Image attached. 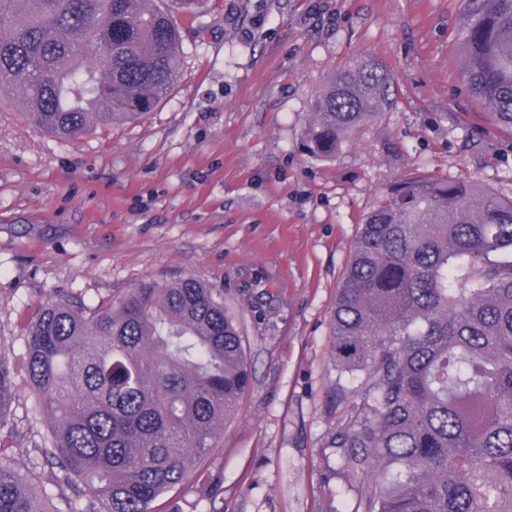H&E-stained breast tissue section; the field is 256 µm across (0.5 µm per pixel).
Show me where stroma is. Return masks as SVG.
<instances>
[{
  "label": "stroma",
  "instance_id": "1",
  "mask_svg": "<svg viewBox=\"0 0 512 512\" xmlns=\"http://www.w3.org/2000/svg\"><path fill=\"white\" fill-rule=\"evenodd\" d=\"M182 29L181 77L155 112L62 143L0 95V337L21 355L55 294L117 302L145 281L223 288L252 383L206 467L223 492L169 493L170 512H357L326 442L337 425L332 322L361 218L415 175L512 197V136L473 101L457 63L464 0H203ZM388 71L398 103L311 157L316 90L351 58ZM10 454L28 463L26 386Z\"/></svg>",
  "mask_w": 512,
  "mask_h": 512
}]
</instances>
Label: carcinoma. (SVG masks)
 Segmentation results:
<instances>
[{"mask_svg":"<svg viewBox=\"0 0 512 512\" xmlns=\"http://www.w3.org/2000/svg\"><path fill=\"white\" fill-rule=\"evenodd\" d=\"M460 69L512 135V0H467ZM181 35L156 0H0V91L61 142L155 111L180 76ZM394 103L389 75L359 56L315 94L303 131L323 160ZM346 481L361 512H512V197L418 175L362 219L333 316ZM35 418L39 488L0 445V512H160L203 466L251 374L224 289L148 281L115 305L58 293L26 323L23 359L0 342V434L15 433L14 376Z\"/></svg>","mask_w":512,"mask_h":512,"instance_id":"obj_1","label":"carcinoma"}]
</instances>
